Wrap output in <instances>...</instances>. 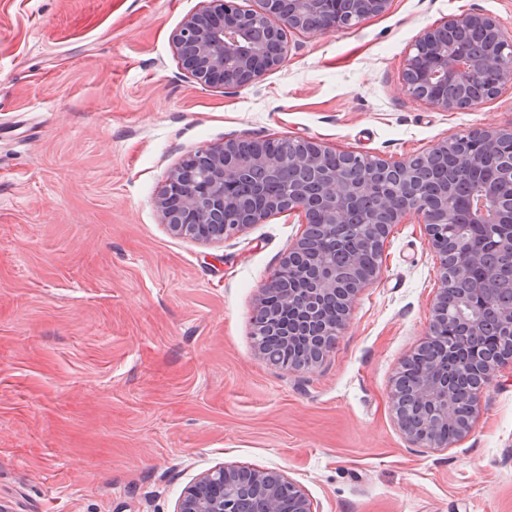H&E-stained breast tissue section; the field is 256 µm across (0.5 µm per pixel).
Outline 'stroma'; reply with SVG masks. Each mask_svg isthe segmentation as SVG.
I'll return each instance as SVG.
<instances>
[{
  "instance_id": "stroma-1",
  "label": "stroma",
  "mask_w": 512,
  "mask_h": 512,
  "mask_svg": "<svg viewBox=\"0 0 512 512\" xmlns=\"http://www.w3.org/2000/svg\"><path fill=\"white\" fill-rule=\"evenodd\" d=\"M208 4L0 0V512H175L222 464L283 470L314 512H512V362L452 447L412 446L391 411L440 285L423 224L393 226L321 361L283 369L252 317L298 217L202 244L155 205L228 136L399 160L512 127V84L439 112L402 80L423 30L480 11L512 33V0H392L292 37L284 66L227 89L197 83L172 43Z\"/></svg>"
}]
</instances>
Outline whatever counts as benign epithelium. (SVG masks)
<instances>
[{"label":"benign epithelium","instance_id":"obj_1","mask_svg":"<svg viewBox=\"0 0 512 512\" xmlns=\"http://www.w3.org/2000/svg\"><path fill=\"white\" fill-rule=\"evenodd\" d=\"M257 10L244 12L234 0H210L206 8L188 15L173 36V45L187 71L200 83L214 88L242 87L284 65L288 57V35L316 34L327 29L356 26L371 16L386 12L391 0H260ZM479 30L485 48L470 51L451 40V35ZM512 37L498 23L481 12L451 16L442 24L424 31L406 59L403 81L409 94L440 112H458L477 107L512 83V56L505 50ZM485 61L488 70L483 88L472 90L473 67ZM476 139L489 148L512 144V129L470 132L453 139ZM270 139L253 141L249 152L241 151L235 137L186 157L169 176L157 200L164 224L177 236L210 242L234 237L253 224L272 216L298 212L305 230L283 258L282 267L296 263L315 238H339L343 225L355 219L368 225L370 236L357 249L371 247L383 252L391 228L407 216L421 217L428 242L440 259V288L432 306L430 330L425 340L410 354L414 357L431 348L433 338L448 325V311L440 299L447 294L448 248L441 218L456 224L491 225V235L480 245L494 244L512 255V211H504L497 201V178L483 169L477 153L460 161L459 178L476 188L467 206L453 204L448 190L434 197L418 196L413 185L423 171L448 154L450 142L443 141L429 152L388 161L378 156L349 152L357 159L355 169L331 170L324 158L337 153L311 138L290 140L292 151H272ZM395 172L399 181L391 189L380 186L375 168ZM297 170V180L283 186L279 195L262 199L256 207L241 203L232 189L263 175L278 179L289 169ZM381 265L363 270L350 260L348 274L352 288L340 292L336 271L323 265L307 276L293 271L284 284L281 272L261 286L253 317V336L259 351L268 360L275 355L265 339L277 335L288 344L302 341L307 353L297 363L309 367L319 362L325 349L347 322L350 305L367 283L378 277ZM502 361H485L476 355L459 372L433 367L413 385L394 382L391 408L409 441L420 447L446 448L435 425L458 421L457 439L473 428L478 393L461 397L454 387L458 375L476 376L489 382ZM229 467L221 465L199 474L180 494L175 512H282L283 496L292 503L291 512H314L306 492L277 469H248L224 492Z\"/></svg>","mask_w":512,"mask_h":512}]
</instances>
